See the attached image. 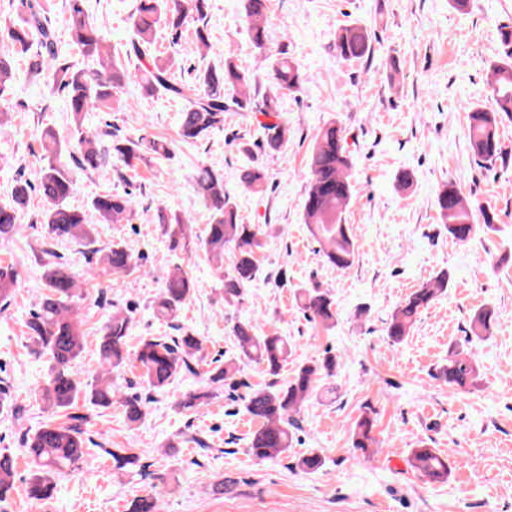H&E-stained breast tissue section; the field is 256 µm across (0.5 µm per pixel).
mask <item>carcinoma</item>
<instances>
[{
  "label": "carcinoma",
  "instance_id": "1",
  "mask_svg": "<svg viewBox=\"0 0 512 512\" xmlns=\"http://www.w3.org/2000/svg\"><path fill=\"white\" fill-rule=\"evenodd\" d=\"M85 0H69L70 42L85 58L95 62L90 69H74L56 62L53 52L54 29L42 0H22L25 17L22 23L0 28V104L10 102L14 91L15 66L12 49L26 53L33 45L41 51L29 59L31 73L48 72L64 94L74 126L69 162L60 160L61 142L55 131L43 127L38 131L42 160L38 185L24 179L15 180L10 196L0 202V237H11L20 232L21 211L31 193L40 192L44 200L41 223L46 231L43 250L45 287L38 309L31 315L33 351L48 357L49 367L42 388L43 400L49 416L23 443L31 459L33 470L28 496L38 506L50 499L59 476L70 470L84 455L88 433L85 416L71 414L79 398L97 407H110L122 402L129 423H137L144 416L139 397H119V387L112 374L131 366L140 369L141 380L153 391L162 392L179 376L198 375L203 362V339L184 330L179 336H149L139 346L128 348L132 317L125 311H114L101 328L99 355L101 370L90 379H83L75 365L84 350L85 334L82 323L73 315L72 306L84 299L79 288V274L53 250V241L69 238L86 248L85 279L92 281L100 274L129 273L137 268L132 254L121 243L97 246L96 227L86 220L84 212L72 208L68 199L74 192L70 166L88 173H107L112 161L127 167L145 158L146 154H168L166 145L147 133L134 138L120 137L112 130L100 133L83 129V115L87 112L112 110L115 91L134 83L142 92L163 91L172 98L184 99L187 107L181 112L179 135L188 143L202 139L213 128L224 125V113L259 112L265 118L261 123L266 141L265 152H277L288 143V125L280 119L278 100L281 95L297 91L302 84L299 65L286 52H266L267 32L265 15L267 0H243L244 16L249 25L253 48L268 62L271 83L262 104L251 96L252 78L233 57H224L221 66H209L200 71L192 84L175 80L171 69L162 59L151 55L157 28L165 26L178 30L190 13L204 18L207 0H138L131 16L134 40L130 51L147 59L137 72L130 75L120 69L105 49L104 38L84 8ZM502 52L491 69L492 104L476 106L468 116L467 139L474 159L482 165H491L503 153L499 125L512 120V27L500 29ZM373 52L372 39L367 30L358 25H346L336 36V55L344 61L361 60ZM349 156L342 130L336 123H327L319 132L310 155V179L304 197V214L311 236L320 245L326 262L337 269L350 267L355 257V243L344 214L352 199L349 181ZM266 181L263 162L256 159L245 168L242 182L258 189ZM198 195L210 211V223L198 247L203 249L216 272L224 282V304L238 302L246 285L252 282L259 269L258 254L264 248L262 230L256 224H242L235 204L224 195V177L208 168L200 169L194 177ZM440 219L448 235L466 241L481 217L488 230H496L497 214L493 209L471 206L452 183L445 185L435 201ZM91 208L108 224H126L134 209L128 193L105 192L91 200ZM158 224L162 235L172 247L184 238L187 225L180 215L159 211ZM229 257H224V253ZM17 274L11 265H0V302L5 304L17 288ZM448 288V272L441 271L412 291L393 310L386 322L385 333L394 345L402 343L420 318ZM193 283L180 265L167 270L163 288L153 306L154 316L167 324L179 322L182 308L191 297ZM300 309L307 319L329 330L336 325V307L331 295L318 287L303 288L298 293ZM496 321L495 310L484 307L470 317V336L467 341L491 335ZM231 336L237 343L235 355L224 359V365L207 371L203 384L187 393L180 401L183 410L191 412L215 396L222 388L236 389L244 385L240 380L243 366L255 362L263 365L267 374L275 377L287 363L291 342L286 336L262 334L250 319H238L231 326ZM339 361L327 351L322 356L299 364L291 379L283 384L271 383L251 388L243 395L245 411L260 426L250 436L249 453L259 461L274 460L292 447L295 415L316 393L319 381L336 375ZM436 377L452 386L474 387L480 378L479 366L470 355L453 350L447 363L436 372ZM374 419L366 414L355 424L352 448L370 456L377 453ZM410 466L433 482L448 481L451 470L448 459L433 448L422 445L413 449ZM296 465L306 473H314L324 465L323 457L309 452L297 459ZM15 467L13 458L0 455V500L13 487ZM156 491L135 498L128 512H158Z\"/></svg>",
  "mask_w": 512,
  "mask_h": 512
}]
</instances>
